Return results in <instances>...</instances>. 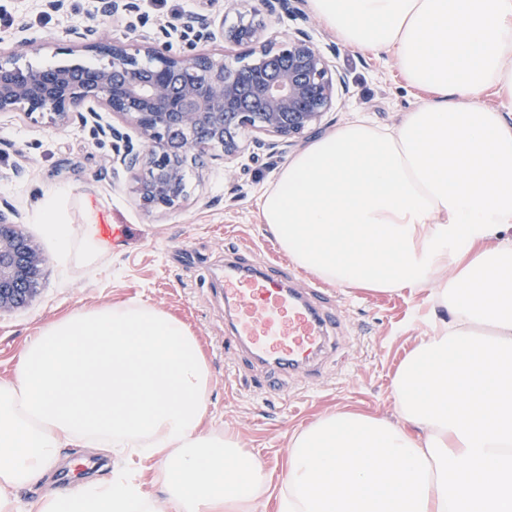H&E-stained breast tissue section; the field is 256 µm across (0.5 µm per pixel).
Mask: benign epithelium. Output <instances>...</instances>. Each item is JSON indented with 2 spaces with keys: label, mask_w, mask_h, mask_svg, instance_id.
<instances>
[{
  "label": "benign epithelium",
  "mask_w": 512,
  "mask_h": 512,
  "mask_svg": "<svg viewBox=\"0 0 512 512\" xmlns=\"http://www.w3.org/2000/svg\"><path fill=\"white\" fill-rule=\"evenodd\" d=\"M136 0H100L104 16L136 11ZM238 22L188 14L183 47L164 26L131 41L108 39L95 26L73 28L77 47L105 59L34 69L16 54L0 53V115L48 116L59 125L92 124L112 140V179L128 183L146 212L174 210L188 199L185 172L203 153L225 161L253 140L274 155L293 138L319 129L323 116L347 90L344 76L303 31L262 44L249 61L230 64L201 42L254 44L266 24L260 11L237 13ZM0 209V313L27 305L37 294L46 258L39 245Z\"/></svg>",
  "instance_id": "1"
}]
</instances>
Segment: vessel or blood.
<instances>
[{"label":"vessel or blood","instance_id":"vessel-or-blood-1","mask_svg":"<svg viewBox=\"0 0 512 512\" xmlns=\"http://www.w3.org/2000/svg\"><path fill=\"white\" fill-rule=\"evenodd\" d=\"M322 296L317 283L294 287L287 266L280 262L257 271L243 250L225 261V343L259 369L268 392H281L288 376L299 370L317 371L335 348L336 316Z\"/></svg>","mask_w":512,"mask_h":512}]
</instances>
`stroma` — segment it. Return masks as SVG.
Here are the masks:
<instances>
[{
    "instance_id": "35a3bbf8",
    "label": "stroma",
    "mask_w": 512,
    "mask_h": 512,
    "mask_svg": "<svg viewBox=\"0 0 512 512\" xmlns=\"http://www.w3.org/2000/svg\"><path fill=\"white\" fill-rule=\"evenodd\" d=\"M98 0H66L64 11L46 0H0V52H13L36 68L99 64L93 53L75 48L67 31L96 25L115 38L134 37L168 26L179 36L185 15L224 12V0H140L138 11L112 19L101 15ZM268 33L288 35L304 29L319 48H333L332 58L348 92L318 130L325 137L361 117L391 130L406 112L426 103L427 93L408 87L395 58L385 52L346 46L314 15L299 17L279 10L266 14ZM37 40L40 49L25 47ZM298 139L283 153L241 154L222 165L202 155L190 166V197L177 210L142 211L129 187L112 180V143L93 138L79 125L61 126L22 114L0 115V199L17 207L25 231L46 259L37 296L25 307L0 314V380L12 377L19 354L46 323L84 307L143 300L189 325L198 336L213 375L209 427L233 434L244 452L262 460L279 489L288 463V443L296 430L325 412L356 410L396 419L391 381L407 353L431 331L422 317L431 306L430 289L394 294L345 288L336 299V352L318 375L299 371L288 391L270 395L258 387L236 351L224 347V256L238 244L263 266L287 261L263 224L259 198L282 167L309 147ZM62 197L67 223L75 229L109 224L117 235L106 241L91 264L73 259L61 265L56 243L35 213L46 196ZM112 459L102 451L70 447L61 452L55 479L63 488L82 477L104 479Z\"/></svg>"
}]
</instances>
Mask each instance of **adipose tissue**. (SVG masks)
<instances>
[{"label":"adipose tissue","instance_id":"adipose-tissue-1","mask_svg":"<svg viewBox=\"0 0 512 512\" xmlns=\"http://www.w3.org/2000/svg\"><path fill=\"white\" fill-rule=\"evenodd\" d=\"M353 49L392 54L432 95L394 131L344 124L283 166L264 224L300 268L344 288H428L434 334L396 372L391 421L324 414L294 433L280 512H512V0H309ZM38 221L58 256L95 261L58 197ZM210 367L177 317L145 301L43 326L0 380V512H257L270 479L237 438L207 429ZM76 445L108 479L49 476ZM154 463L160 491L136 466Z\"/></svg>","mask_w":512,"mask_h":512}]
</instances>
